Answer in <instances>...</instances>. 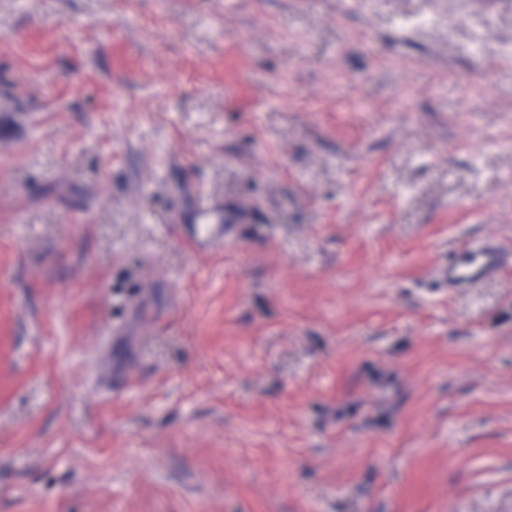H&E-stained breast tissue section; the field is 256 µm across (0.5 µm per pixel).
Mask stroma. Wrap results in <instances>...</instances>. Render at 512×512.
<instances>
[{"label": "stroma", "mask_w": 512, "mask_h": 512, "mask_svg": "<svg viewBox=\"0 0 512 512\" xmlns=\"http://www.w3.org/2000/svg\"><path fill=\"white\" fill-rule=\"evenodd\" d=\"M486 238L512 0H0V512H512ZM502 266L500 251L491 239H486L463 250L458 260L441 268L440 275L448 281V287L461 288L494 276Z\"/></svg>", "instance_id": "35a3bbf8"}]
</instances>
